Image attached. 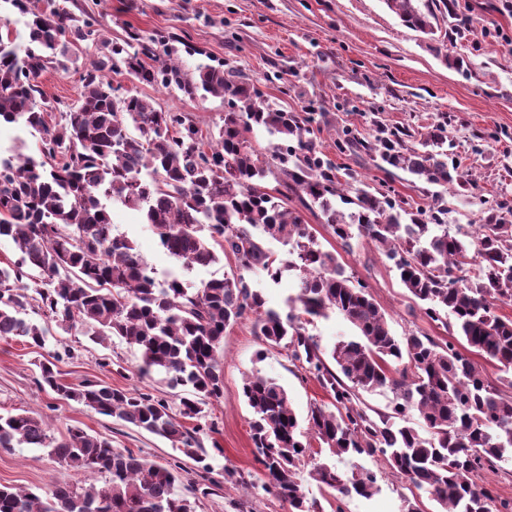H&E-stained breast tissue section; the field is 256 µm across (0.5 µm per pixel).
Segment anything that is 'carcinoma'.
I'll list each match as a JSON object with an SVG mask.
<instances>
[{
	"label": "carcinoma",
	"mask_w": 512,
	"mask_h": 512,
	"mask_svg": "<svg viewBox=\"0 0 512 512\" xmlns=\"http://www.w3.org/2000/svg\"><path fill=\"white\" fill-rule=\"evenodd\" d=\"M29 17L28 44L20 48L10 23H0V124L39 133L38 155L15 148L0 155V238L19 257L0 265V338L20 337L45 346L52 327L82 328L96 342L119 336L141 352L138 374L163 376L172 389L188 388L174 413L162 399L138 390L84 381L62 384L52 364L40 366L41 385L61 398L161 436L208 468L197 428L207 400L224 389V330L252 318L255 335L291 350L334 399V408L310 409L308 430L319 447L343 459L380 457L414 489L405 512H421V497L439 512H512L477 481L484 471L512 461V205L496 200L474 232L448 228L445 194L476 183L448 162V129L431 128L419 146L408 144V127L383 129L372 140L350 132L336 151L365 157L388 174L400 170L434 186L421 205L373 189L340 169L319 147L316 113L288 112L263 98L249 78L231 67L199 64L186 70L172 58L178 41L164 42L129 29L115 42L99 39L98 21L82 23L57 0H8ZM403 25L434 33L436 12L452 16L455 0H385ZM97 47V59L81 76L73 105L60 103L59 120L37 110L40 77L49 68L68 71L81 43ZM177 90L190 99L224 98L223 124L203 130L186 112L164 108L116 88L105 72ZM261 127L276 138L256 146L248 133ZM273 177L278 186L270 188ZM318 206L336 240L363 239L384 250L400 281L448 337L410 333L400 339L385 311L366 288L346 274L336 254L322 248L291 197ZM144 212L146 223L180 273L160 280L156 269L112 224L107 202ZM281 244L284 256L267 242ZM232 256L238 272L198 284L187 276ZM298 281L285 309L265 306L245 274L277 282ZM33 306L44 324L27 317ZM357 331L334 343L329 366L305 325L330 313ZM498 371L492 379L474 357ZM252 412L251 438L263 467L262 488L288 504L289 512H319L297 478L311 456L288 393L277 381L253 372L243 381ZM393 395L391 412L370 417L354 407L359 392ZM416 410L421 429L402 423ZM48 448L62 465L108 476L102 487L64 482L36 491L0 485V512H193L178 492L174 468L159 465L112 440L73 426L56 439L36 413L0 415V449ZM311 478L342 501L373 493L376 475L353 463L349 472L316 463Z\"/></svg>",
	"instance_id": "obj_1"
}]
</instances>
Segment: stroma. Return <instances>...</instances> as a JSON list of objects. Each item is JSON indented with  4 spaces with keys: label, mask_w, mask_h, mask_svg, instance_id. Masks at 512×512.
Returning a JSON list of instances; mask_svg holds the SVG:
<instances>
[{
    "label": "stroma",
    "mask_w": 512,
    "mask_h": 512,
    "mask_svg": "<svg viewBox=\"0 0 512 512\" xmlns=\"http://www.w3.org/2000/svg\"><path fill=\"white\" fill-rule=\"evenodd\" d=\"M68 7L78 17L93 14L108 41L122 38L129 27L147 35L184 36L189 47L178 50L177 59L186 68L224 62L257 80L265 98L281 108L320 112L323 152L370 185L386 182L399 197L415 193L405 174L389 178L363 159L337 154V134L347 128L371 139L379 129L405 126L423 135L438 122H447L451 158L477 183L464 195L448 193L449 225L478 223L486 202L512 200V0H457L456 17L439 14L432 41L404 26L384 0H70ZM457 20L465 26L454 40H447L445 33ZM448 55L469 60L468 71L449 67L444 61ZM89 62L82 55L75 70L44 72L42 108L51 112L57 102L76 101L82 90L80 72ZM111 81L189 113L202 126L223 123L221 98L188 99L131 82L122 74L112 75ZM109 211L113 224L159 273L178 270V263L158 247L142 212L116 204ZM301 215L323 249L335 253L346 273L367 287L385 311L393 335H444L442 324L428 319L411 300L384 252L358 239L343 249L319 210L305 209ZM139 359V350L119 337L96 343L80 330H54L42 349L15 338L0 339V413L35 411L54 436L79 426L111 438L113 447L179 466V491L194 512H288L286 503L260 485L262 466L250 435L252 414L242 384L255 371L276 379L286 389L299 423H306L310 408L331 398L289 351L264 345L247 319L225 330L224 393L209 401L198 422V436L209 452L207 475L166 439L60 400L39 384V366L49 361L63 384L91 380L136 389L178 409L182 389L140 377ZM360 462L376 472V492L339 505L315 482H306L305 490L320 512H334L339 506L344 512H403L404 500L411 495L409 484L381 459L364 456ZM228 468L244 476L246 486L225 482ZM90 480L101 486L106 477L66 469L41 448L0 449V485L34 489L57 481L81 485Z\"/></svg>",
    "instance_id": "35a3bbf8"
}]
</instances>
